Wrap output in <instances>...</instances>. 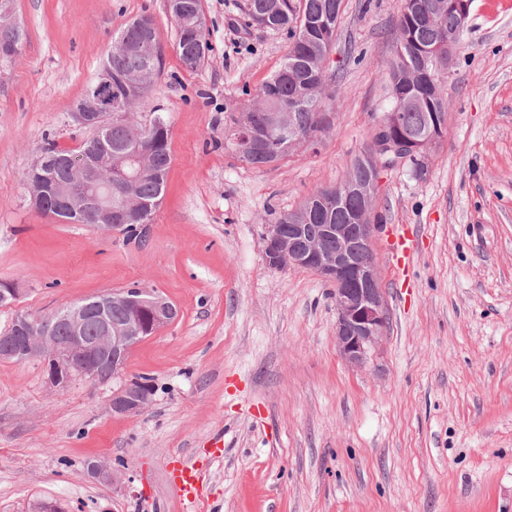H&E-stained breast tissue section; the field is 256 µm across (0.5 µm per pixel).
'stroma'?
I'll return each instance as SVG.
<instances>
[{
	"label": "stroma",
	"mask_w": 512,
	"mask_h": 512,
	"mask_svg": "<svg viewBox=\"0 0 512 512\" xmlns=\"http://www.w3.org/2000/svg\"><path fill=\"white\" fill-rule=\"evenodd\" d=\"M246 0H201L210 50L186 68L166 0H8L27 39L0 60V307L46 316L131 285L178 318L131 350L152 406L112 414L118 380L50 387L40 360L0 361V512H182L168 471L215 435L202 512H512V0H474L449 73L447 134L425 176L381 168L373 250L388 310L370 364L336 349L330 287L263 258L264 225L339 183L392 102L398 0H342L329 70L333 119L315 149L257 168L224 128L281 66L285 33L251 26ZM151 15L164 68L134 107L162 116L171 165L141 236L32 208L25 177L46 138L74 150L70 114L123 27ZM413 234L405 268L389 249ZM122 378V379H123ZM123 462L110 484L88 461Z\"/></svg>",
	"instance_id": "1"
}]
</instances>
